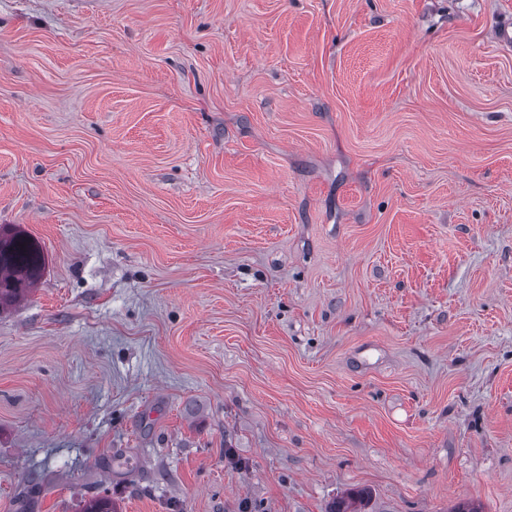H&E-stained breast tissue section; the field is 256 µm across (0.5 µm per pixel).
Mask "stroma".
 <instances>
[{
  "mask_svg": "<svg viewBox=\"0 0 512 512\" xmlns=\"http://www.w3.org/2000/svg\"><path fill=\"white\" fill-rule=\"evenodd\" d=\"M512 0H0V512H512ZM45 265L37 240L17 228H0V312L28 296ZM370 497V491L366 488L352 490L346 496L337 497L328 506L326 512H360L350 510L352 504L365 505Z\"/></svg>",
  "mask_w": 512,
  "mask_h": 512,
  "instance_id": "stroma-1",
  "label": "stroma"
}]
</instances>
